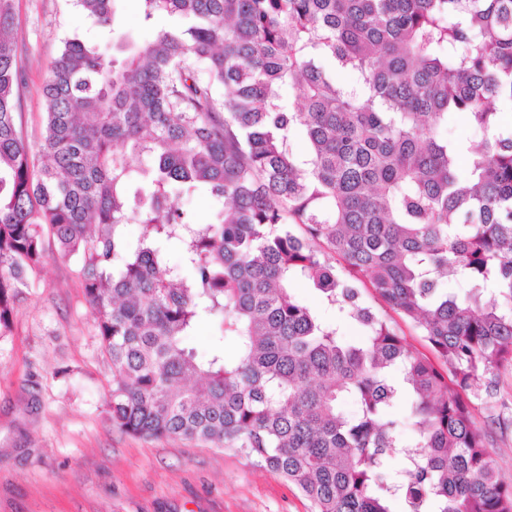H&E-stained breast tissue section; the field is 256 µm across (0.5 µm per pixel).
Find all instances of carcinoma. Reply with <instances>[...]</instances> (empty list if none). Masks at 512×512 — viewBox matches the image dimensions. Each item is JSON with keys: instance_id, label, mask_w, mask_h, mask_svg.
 I'll use <instances>...</instances> for the list:
<instances>
[{"instance_id": "cac0c4a2", "label": "carcinoma", "mask_w": 512, "mask_h": 512, "mask_svg": "<svg viewBox=\"0 0 512 512\" xmlns=\"http://www.w3.org/2000/svg\"><path fill=\"white\" fill-rule=\"evenodd\" d=\"M14 2L0 0V337L51 243L81 259L113 427L231 448L312 512H512L470 399L512 363V0H139L146 23L191 22L140 47L115 35L118 0H76L110 41L64 40L33 146L15 120ZM457 114L478 144L445 135ZM197 189L206 224L176 203ZM298 280L361 341L299 301ZM205 318L218 332L200 356ZM404 397L407 439L391 418ZM362 301L370 306H373L376 310L382 313L391 325L396 329V331L404 337L407 344L413 351H419L421 353L426 354L427 356H431L428 348L425 343L422 341L421 337L418 336V333L393 310L381 304L373 290L371 288L362 287Z\"/></svg>"}]
</instances>
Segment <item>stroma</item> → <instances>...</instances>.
<instances>
[{
    "instance_id": "stroma-1",
    "label": "stroma",
    "mask_w": 512,
    "mask_h": 512,
    "mask_svg": "<svg viewBox=\"0 0 512 512\" xmlns=\"http://www.w3.org/2000/svg\"><path fill=\"white\" fill-rule=\"evenodd\" d=\"M15 17L26 72L16 122L34 142L50 62L64 39L97 29L74 0H15ZM80 269L48 249L0 337V512H311L296 488L234 451L113 428L112 362ZM472 406L512 486V364Z\"/></svg>"
}]
</instances>
